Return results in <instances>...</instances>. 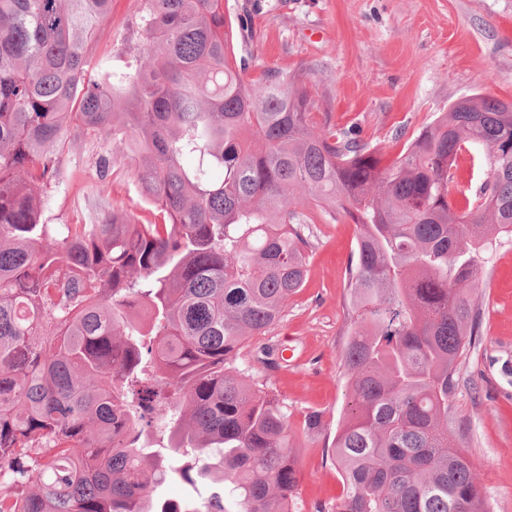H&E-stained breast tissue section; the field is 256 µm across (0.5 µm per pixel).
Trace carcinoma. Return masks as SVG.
<instances>
[{
  "label": "carcinoma",
  "instance_id": "obj_1",
  "mask_svg": "<svg viewBox=\"0 0 512 512\" xmlns=\"http://www.w3.org/2000/svg\"><path fill=\"white\" fill-rule=\"evenodd\" d=\"M111 8L0 0V512H289L288 414L230 365L303 287L312 208L358 227L336 512H489L448 399L478 263L512 233V103L464 97L389 159L258 69L224 0H142L117 69L93 59ZM78 135L112 139L154 220L46 223ZM463 153L490 170L459 199ZM169 479L183 499L155 497Z\"/></svg>",
  "mask_w": 512,
  "mask_h": 512
}]
</instances>
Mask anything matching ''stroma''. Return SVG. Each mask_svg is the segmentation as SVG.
Returning a JSON list of instances; mask_svg holds the SVG:
<instances>
[{"mask_svg": "<svg viewBox=\"0 0 512 512\" xmlns=\"http://www.w3.org/2000/svg\"><path fill=\"white\" fill-rule=\"evenodd\" d=\"M248 48L265 66L300 70L319 100L315 121L352 132L396 156L437 113L473 93L512 101V0H255ZM140 0H112L94 54L115 67L142 35ZM108 141L80 138L61 180L44 195L51 224L95 214L92 191ZM305 283L281 320L249 339L235 366L288 410L299 483L291 512H334L343 492L332 456L345 405L342 350L350 325L347 269L357 228L340 213L312 210ZM471 345L460 359L448 427L480 477L491 512H512V235L481 261ZM322 422L311 434L312 412Z\"/></svg>", "mask_w": 512, "mask_h": 512, "instance_id": "stroma-1", "label": "stroma"}]
</instances>
